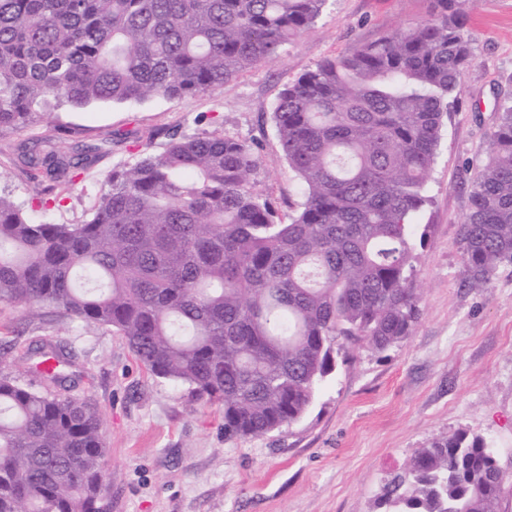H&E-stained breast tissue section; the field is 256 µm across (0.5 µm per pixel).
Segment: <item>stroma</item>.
<instances>
[{"label": "stroma", "mask_w": 512, "mask_h": 512, "mask_svg": "<svg viewBox=\"0 0 512 512\" xmlns=\"http://www.w3.org/2000/svg\"><path fill=\"white\" fill-rule=\"evenodd\" d=\"M431 9L430 0H327L314 27L283 45L272 63L205 94L64 107L1 132L0 193L32 201L42 184L16 150L67 126L72 140L102 144L103 156L79 171L61 204L35 207L30 217L75 224L108 192L112 168L135 159L111 133H138L152 153L167 140L151 131L202 137L219 130L255 146L256 189L288 215L301 194L271 119L281 89L323 59L420 22ZM466 14L475 61L448 100L427 185L419 322L382 353L342 346L299 422L258 438L228 437L220 403L152 375L118 333L49 306L34 315L0 302V378L33 383L21 358L36 342L70 354L64 393L95 406L109 448L107 512H377L387 474L432 437L460 428L484 436L512 473V265L486 287L470 288L459 241L476 166L498 120L496 103L512 98V0H468Z\"/></svg>", "instance_id": "stroma-1"}]
</instances>
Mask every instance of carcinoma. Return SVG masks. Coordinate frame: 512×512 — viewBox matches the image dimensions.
<instances>
[{
	"instance_id": "carcinoma-1",
	"label": "carcinoma",
	"mask_w": 512,
	"mask_h": 512,
	"mask_svg": "<svg viewBox=\"0 0 512 512\" xmlns=\"http://www.w3.org/2000/svg\"><path fill=\"white\" fill-rule=\"evenodd\" d=\"M326 0H0V132L62 105L196 96L275 60ZM466 0L326 58L280 92L272 119L302 200L284 222L254 188L248 143L169 135L112 169L78 224L35 223L0 196V302L47 305L123 336L156 377L224 405V432L301 420L343 340L385 352L420 314L418 247L448 98L474 64ZM100 146L23 145L42 193ZM468 286L512 264V101L499 105L461 227ZM0 378V512H104L108 454L94 408L50 390L70 360ZM512 476L479 435L436 437L385 479V512H501Z\"/></svg>"
}]
</instances>
